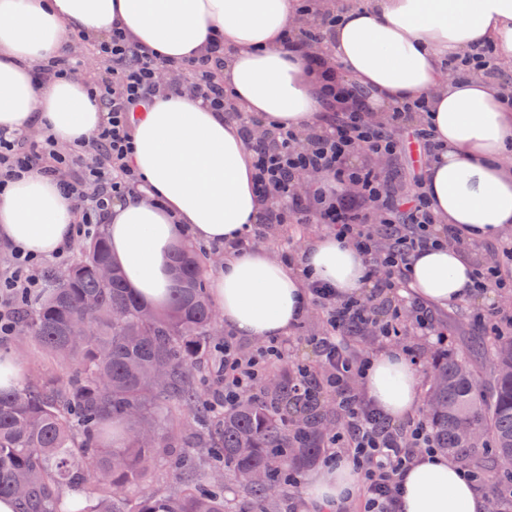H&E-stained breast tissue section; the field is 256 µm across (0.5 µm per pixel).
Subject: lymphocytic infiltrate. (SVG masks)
<instances>
[{"label": "lymphocytic infiltrate", "instance_id": "obj_1", "mask_svg": "<svg viewBox=\"0 0 512 512\" xmlns=\"http://www.w3.org/2000/svg\"><path fill=\"white\" fill-rule=\"evenodd\" d=\"M298 13L309 25L302 32L288 31L287 39L301 45L325 41L337 20L335 12L318 11L314 0H300ZM96 52L105 67L93 81V94L108 114L106 123L80 144L64 149L48 134L35 141L25 136H0V189L34 168L59 179L79 210L73 234L86 237L106 223L113 200L132 192L140 181L127 164L131 128L156 95L192 83L217 111L233 114L252 153L257 193L280 203L279 208L263 213L245 236V244L256 243L271 224H327L353 240L369 260V287L362 296L342 299L335 289L311 282L310 299L325 312L326 333L313 341L325 374L315 377L308 365L296 363L293 390L301 398L314 392L334 398L345 425L332 445L349 449L363 474V512H397L402 470L418 453L434 450V440L423 422H393L354 389L353 382L361 377L367 360L352 352L345 340L367 333L384 340L399 336V321L405 313L418 335H435L427 308L402 297L400 285L416 251L440 240L461 247L465 240L452 227L437 230V220L422 191V170L413 172V190L401 194L390 173L352 164L351 159L362 152L393 158L402 153L408 140L416 143L420 154L432 153L434 134L418 120L426 109L425 100L395 104L388 120L373 121L357 89L337 81L335 71L321 62L317 71L326 101L322 125L304 137L272 127L258 142L252 138L258 118L236 111L224 90L220 77L223 42L214 43L205 57L175 62L144 54L116 30L97 44ZM448 69L455 75H483L501 88L512 84V77L504 74L484 47L449 62ZM303 171L329 175L332 181L313 183L305 194H298L296 176ZM338 181L352 184L353 192L337 193L334 184ZM44 265V259L13 251L9 271L0 275L1 336L15 331L16 305L36 297L43 288ZM511 269L512 244H507L490 260L477 264L476 290L511 289L512 278L507 275ZM290 357L291 346L284 340H269L257 354L247 357L234 337H225L217 350L214 373L225 406H233L242 391L264 377L269 363Z\"/></svg>", "mask_w": 512, "mask_h": 512}]
</instances>
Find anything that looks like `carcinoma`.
<instances>
[{
  "mask_svg": "<svg viewBox=\"0 0 512 512\" xmlns=\"http://www.w3.org/2000/svg\"><path fill=\"white\" fill-rule=\"evenodd\" d=\"M112 264L100 232L62 278L20 307L17 327L72 372L35 374L0 388V497L17 512H230L228 483L247 489L254 512H288L291 490L315 465L336 424L318 405L295 409L286 375L258 382L231 408L206 386L201 359L215 352V313L190 245L172 257L174 288L162 310L138 300ZM444 350L429 365L424 418L436 447L454 457L490 449L495 504L512 512V336L491 343L490 371ZM192 415L188 432L167 425ZM208 453L214 477H198L182 437ZM175 472L165 496L127 494L156 466ZM79 485L82 495L61 491Z\"/></svg>",
  "mask_w": 512,
  "mask_h": 512,
  "instance_id": "1",
  "label": "carcinoma"
}]
</instances>
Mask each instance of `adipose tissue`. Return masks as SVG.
Instances as JSON below:
<instances>
[{
    "instance_id": "1",
    "label": "adipose tissue",
    "mask_w": 512,
    "mask_h": 512,
    "mask_svg": "<svg viewBox=\"0 0 512 512\" xmlns=\"http://www.w3.org/2000/svg\"><path fill=\"white\" fill-rule=\"evenodd\" d=\"M299 16L294 0H0V133L49 132L61 146L91 136L107 118L79 75H38V65L67 52L70 33L98 42L118 29L149 55L205 56L224 41L220 70L232 101L264 122L300 133L317 125L325 102L310 49L288 50L284 36ZM491 47L512 63V0H365L344 9L319 54L365 95L373 120L398 103L426 97L422 120L438 145L424 164L423 191L438 223L471 242L512 230V107L478 76L449 78V60ZM129 165L140 189L113 202L105 227L125 284L148 306L164 308L172 255L185 239L220 246L244 237L267 208L254 186L252 155L237 124L201 96H158L131 131ZM79 219L58 180L39 171L0 190V246L50 256ZM474 263L440 243L415 253L406 286L445 308L473 299ZM366 259L333 233L305 246L298 269L260 246L225 254L211 294L226 328L241 337L288 335L309 304L308 284L340 297L362 293ZM362 390L391 420L419 399L418 372L400 350L375 356ZM359 476L343 457L308 482L300 512H343ZM400 512H486L476 485L448 456L421 453L400 475Z\"/></svg>"
}]
</instances>
